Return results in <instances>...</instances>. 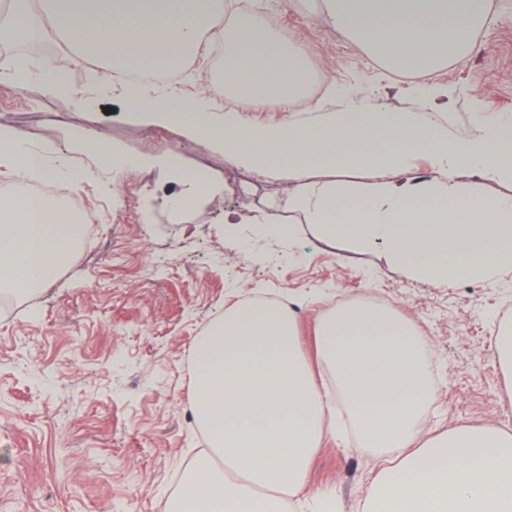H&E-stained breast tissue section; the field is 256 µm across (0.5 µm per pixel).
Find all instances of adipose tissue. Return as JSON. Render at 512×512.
<instances>
[{
	"label": "adipose tissue",
	"mask_w": 512,
	"mask_h": 512,
	"mask_svg": "<svg viewBox=\"0 0 512 512\" xmlns=\"http://www.w3.org/2000/svg\"><path fill=\"white\" fill-rule=\"evenodd\" d=\"M489 0H320L322 15L353 42L394 68L428 71L462 61L489 13ZM50 40L59 56L25 57L6 71L17 83L51 91L69 86L71 70L93 63L108 86L116 71L145 74L181 68L203 44L222 41L228 63L190 101L131 98L162 123L224 146L233 162L300 183L288 201L328 239L381 245L388 263L439 282L487 280L512 272V195L483 196L456 181L462 170L512 184V117H479L466 135L440 131L432 113L450 111L447 88L426 86L430 115L337 109L260 125L228 109L210 120L213 99L247 90L291 101L304 89V55L294 40L273 38L253 16L224 20V0H8L0 32ZM427 157L437 177L410 173ZM0 167L18 183H81L90 173L49 161L0 126ZM318 167L381 174L367 198L334 183L313 182ZM80 235L64 208L45 197L0 191V294L33 295L49 283ZM424 339L394 312L349 304L317 326L319 363L336 379L322 393L303 355L290 309L244 304L225 313L193 346L191 411L210 450L190 465L188 491L167 512H288L306 484L314 451L336 435L344 405L361 447L385 462L362 512H512V431L456 426L419 438L429 397Z\"/></svg>",
	"instance_id": "adipose-tissue-1"
}]
</instances>
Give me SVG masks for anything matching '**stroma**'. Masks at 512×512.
I'll use <instances>...</instances> for the list:
<instances>
[{
  "label": "stroma",
  "mask_w": 512,
  "mask_h": 512,
  "mask_svg": "<svg viewBox=\"0 0 512 512\" xmlns=\"http://www.w3.org/2000/svg\"><path fill=\"white\" fill-rule=\"evenodd\" d=\"M244 0L260 24L298 41L312 100L326 80L356 91L364 109L425 112L423 81L458 93L437 115L467 133L483 113L512 114V0H491L463 63L427 75L394 69L318 16L319 0L273 11ZM70 91L0 81V124L49 160L101 172L104 156L135 162L117 195L78 184L95 216V239L79 237L37 299L0 308V512H163L185 468L201 453L190 410L192 347L225 312L252 297L280 295L297 311L304 354L316 360V319L352 299L398 312L426 342L433 397L421 438L451 427L512 429L501 403L507 380L494 331L512 317V273L479 282H433L389 264L381 246L325 239L288 209L299 183L259 175L258 198H235L240 169L223 147L187 128L156 123L113 84L101 92L86 66ZM205 172L207 192L183 210L187 175ZM290 226L291 244L263 234ZM380 461L349 441L326 440L311 459L308 491H336L335 512H359Z\"/></svg>",
  "instance_id": "1"
}]
</instances>
